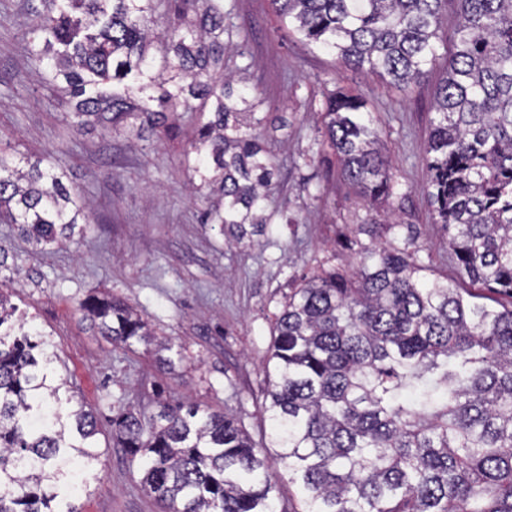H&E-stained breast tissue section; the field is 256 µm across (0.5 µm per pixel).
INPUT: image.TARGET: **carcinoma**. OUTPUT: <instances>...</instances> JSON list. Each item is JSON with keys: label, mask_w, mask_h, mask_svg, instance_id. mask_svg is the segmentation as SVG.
<instances>
[{"label": "carcinoma", "mask_w": 512, "mask_h": 512, "mask_svg": "<svg viewBox=\"0 0 512 512\" xmlns=\"http://www.w3.org/2000/svg\"><path fill=\"white\" fill-rule=\"evenodd\" d=\"M183 5L171 34L159 9ZM304 38L399 87L428 79L448 0H270ZM455 52L438 80L425 148L430 192L461 275L512 298V0H454ZM32 19L33 58L74 101V125L131 133L198 123L193 171L219 202L206 224H265L275 163L246 129L263 104L224 74V0H48ZM198 22L184 26L185 11ZM201 99L197 108L191 101ZM343 178L366 201L392 192L380 131L356 95L320 113ZM0 151V223L36 247L72 241L91 209L62 176ZM394 212L358 225L351 274L320 264L273 314L266 399L271 445L302 512H512V307L448 285L418 247L385 233ZM79 310L113 346H155L160 368L182 352L119 299ZM0 291V512H58L69 442L97 433L92 411H65L51 359ZM112 435L161 512H275L280 487L229 414L164 402L112 417Z\"/></svg>", "instance_id": "obj_1"}]
</instances>
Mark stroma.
Returning a JSON list of instances; mask_svg holds the SVG:
<instances>
[{
    "instance_id": "1",
    "label": "stroma",
    "mask_w": 512,
    "mask_h": 512,
    "mask_svg": "<svg viewBox=\"0 0 512 512\" xmlns=\"http://www.w3.org/2000/svg\"><path fill=\"white\" fill-rule=\"evenodd\" d=\"M232 28L224 69L263 98L262 138L276 175L263 232L201 220L185 163L196 113L176 130L115 134L73 130V107L55 95L31 55L32 14L42 0H0V147L42 160L93 206L91 224L72 243L39 252L0 224V288L41 332L63 379L60 398L76 397L98 419L97 455L87 484L64 491L77 512H159L140 475L112 438L110 419L126 408L153 414L159 398L184 400L239 417L255 443H269L262 413L271 320L290 288L317 262L347 272L344 241L369 210L395 209L398 239L415 238L419 263L470 287L433 221L423 159L437 79L399 89L307 44L269 0H224ZM362 96L392 161L393 194L375 208L356 195L324 142L319 118L329 99ZM114 296L158 337L179 345L183 362L161 373L144 347H113L90 328L78 304Z\"/></svg>"
}]
</instances>
